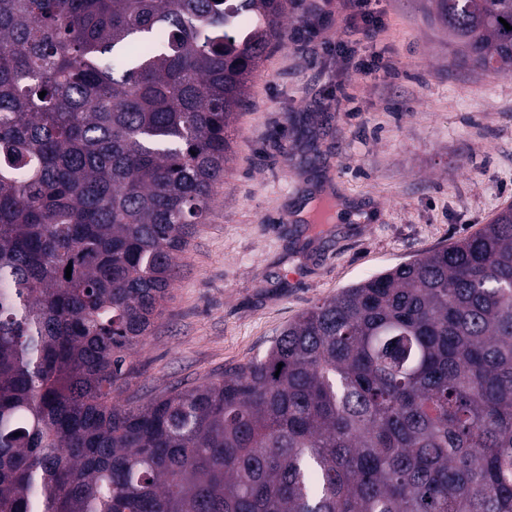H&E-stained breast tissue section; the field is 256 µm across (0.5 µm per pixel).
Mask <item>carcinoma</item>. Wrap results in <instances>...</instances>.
Here are the masks:
<instances>
[{"instance_id": "carcinoma-1", "label": "carcinoma", "mask_w": 512, "mask_h": 512, "mask_svg": "<svg viewBox=\"0 0 512 512\" xmlns=\"http://www.w3.org/2000/svg\"><path fill=\"white\" fill-rule=\"evenodd\" d=\"M430 2L512 72V0ZM287 9L0 0V512H512V206L261 358L114 400Z\"/></svg>"}]
</instances>
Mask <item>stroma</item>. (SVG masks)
<instances>
[{
  "mask_svg": "<svg viewBox=\"0 0 512 512\" xmlns=\"http://www.w3.org/2000/svg\"><path fill=\"white\" fill-rule=\"evenodd\" d=\"M389 74L326 46L343 0H290L255 72L206 223L118 400L147 402L262 357L312 303L488 224L512 204V74L453 66L427 0H382ZM345 85L356 111L336 109Z\"/></svg>",
  "mask_w": 512,
  "mask_h": 512,
  "instance_id": "35a3bbf8",
  "label": "stroma"
}]
</instances>
